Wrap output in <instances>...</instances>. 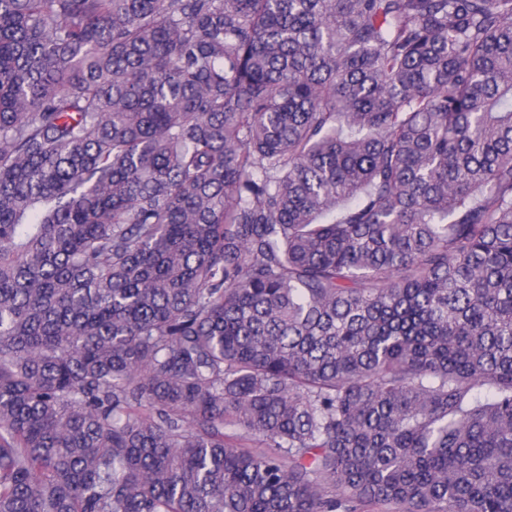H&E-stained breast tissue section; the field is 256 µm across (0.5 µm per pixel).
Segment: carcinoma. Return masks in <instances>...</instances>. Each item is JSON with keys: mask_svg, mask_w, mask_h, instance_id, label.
<instances>
[{"mask_svg": "<svg viewBox=\"0 0 512 512\" xmlns=\"http://www.w3.org/2000/svg\"><path fill=\"white\" fill-rule=\"evenodd\" d=\"M512 512V0H0V512Z\"/></svg>", "mask_w": 512, "mask_h": 512, "instance_id": "carcinoma-1", "label": "carcinoma"}]
</instances>
